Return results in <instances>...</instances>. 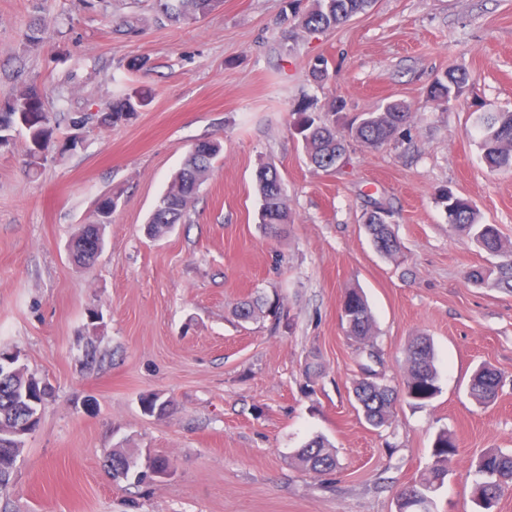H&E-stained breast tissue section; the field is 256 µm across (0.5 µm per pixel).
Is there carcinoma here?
I'll return each instance as SVG.
<instances>
[{
  "label": "carcinoma",
  "instance_id": "carcinoma-1",
  "mask_svg": "<svg viewBox=\"0 0 512 512\" xmlns=\"http://www.w3.org/2000/svg\"><path fill=\"white\" fill-rule=\"evenodd\" d=\"M371 0H312V7L301 18L299 26L308 31L325 30L363 11ZM221 0H156L159 12L173 20L192 21L206 15L219 6ZM468 82V75L450 68L443 77L431 86L428 98L449 103L458 100ZM150 95L136 89L123 98L109 103L104 111L112 113V120L104 121L108 126H117L130 120L136 112L148 105ZM295 122L302 127V141L309 162L317 169L332 170L330 161L336 150L345 148L352 138L366 147L377 148L390 141L407 122L409 107L399 101L387 103L379 112H369L338 127L327 124L315 112L310 100L300 103L294 112ZM28 131L31 146L27 148L29 168L38 167L33 161L35 147L45 150L53 135L52 116L45 112L41 93L34 87L20 91L3 112H0V144L11 145L10 131L17 125ZM474 127L479 136V147L486 165L492 170H512V112H486L474 118ZM222 154L218 141H205L201 149L189 152L180 168L173 175L167 189L159 198L149 222V234L160 237L184 217L189 204L200 186L211 175L214 162ZM260 197L259 221L264 229L275 231L280 224L288 223V206L276 170L262 166L256 173ZM440 203L448 211V222L464 232L484 251L501 258L493 268L476 271L470 277L493 288L512 292V250L503 248L502 237L496 225L479 223L477 209L466 196L444 190L439 195ZM119 196L105 195L98 200L93 216L95 220L85 225L70 246L71 258L76 264L93 260L92 252L102 251L105 225L112 223V212L117 208ZM377 250L389 258H397L400 243L389 224L366 225ZM342 318L346 322L348 335L362 346V351L374 359L379 350L374 343L375 324L372 312L363 294L355 289L346 291L342 303ZM434 349L430 340L419 337L413 341L406 355V371L397 387L377 382L371 377H362L354 386V396L365 421L374 428L384 426L393 415L398 399L423 406L440 392L438 374L434 364ZM502 383L495 370L482 366L473 375L469 393L481 405L493 403ZM27 379L17 374L7 379L0 377V429L11 428L18 421L28 420L38 413L36 400H42L45 392L29 390L31 399L24 397ZM143 410L159 412L163 417L169 413L170 402L159 395L147 396L142 401ZM22 446L0 438V493L7 490L11 479L12 455L21 453ZM459 452L455 436L442 430L437 433L431 451L429 473L421 480L405 487L397 498L399 512H412L418 501L428 497L435 485L444 481L448 461ZM301 469L315 477L336 470L338 460L334 447L324 438L316 437L295 453ZM136 457L120 450L107 452V468L115 479L134 480L143 483L148 479L145 472L131 466ZM480 480L475 483L474 499L491 512L505 491L512 488V453L490 449L471 462Z\"/></svg>",
  "mask_w": 512,
  "mask_h": 512
}]
</instances>
